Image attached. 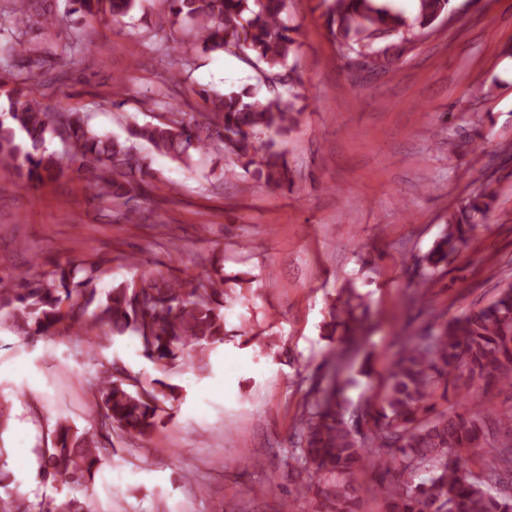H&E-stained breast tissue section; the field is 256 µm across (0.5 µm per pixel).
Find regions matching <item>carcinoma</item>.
I'll use <instances>...</instances> for the list:
<instances>
[{"label":"carcinoma","instance_id":"carcinoma-1","mask_svg":"<svg viewBox=\"0 0 512 512\" xmlns=\"http://www.w3.org/2000/svg\"><path fill=\"white\" fill-rule=\"evenodd\" d=\"M139 0H68V13L124 22ZM170 27L188 20L205 51L242 53L264 77L278 69L295 71L300 48L299 28L289 24L287 0H170ZM450 0H418L417 14L408 20L400 10L379 0H331L326 24L345 66L356 63L379 76L393 70L394 45L409 44L432 31L448 15ZM37 9L36 0H12L0 12V24L12 30L0 44V66L20 58L27 76L11 90L9 107L0 113V163L10 165L31 184L61 174L59 161L46 153V138L65 134L72 159L79 163L92 200H110L125 207V220L138 222L132 201L146 189L161 190L146 156L136 143L186 163L192 153L212 147L224 152L231 168L268 186L291 185L284 138L303 115L299 91L288 97L263 98L243 87L222 94L201 90L211 109L187 116L180 102L165 103L158 123L134 124L127 137L102 136L79 117L65 116L29 99L25 83L40 79L45 57L22 39ZM263 146H257L260 138ZM497 202L488 182L461 201L457 215L424 256L432 280L477 231L485 227ZM98 264L80 260L57 265L45 278L19 280L6 302L14 325L31 341L60 331L107 325L112 334L133 333L143 357L165 368L184 352L195 353L197 367L207 366L208 353L228 336L224 303L232 298L235 277L190 280L152 279L138 287L125 283L97 299L90 287ZM340 306L332 307L331 331L346 332L330 371L312 387L314 398L303 404L301 438L291 457L311 481L324 483V512H359L367 466L377 468L383 486L385 512H512V418L493 414L488 392L512 387V285L483 307L451 318L430 312L433 321L419 333L400 337L387 369V383L375 402L366 404V431L356 432L346 419L347 405L338 375L366 343V305L355 289H343ZM93 416L99 435L118 430L144 438L155 430L161 404L178 399V386L156 381L147 389L116 361L99 363L94 377ZM110 449L64 424L52 432L50 444L37 449V478L46 483L80 486L95 479ZM7 449L0 448V512H91L89 505L68 497L59 503H34L10 488ZM475 456L483 474L464 468Z\"/></svg>","mask_w":512,"mask_h":512}]
</instances>
